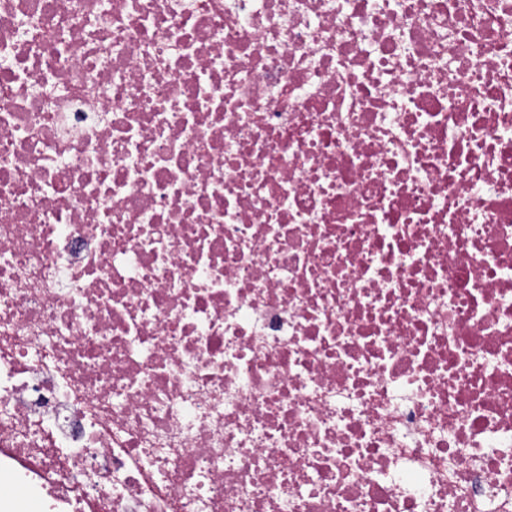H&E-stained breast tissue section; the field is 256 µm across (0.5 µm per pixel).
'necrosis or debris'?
<instances>
[{"label": "necrosis or debris", "instance_id": "obj_1", "mask_svg": "<svg viewBox=\"0 0 512 512\" xmlns=\"http://www.w3.org/2000/svg\"><path fill=\"white\" fill-rule=\"evenodd\" d=\"M2 474L512 512V0H0Z\"/></svg>", "mask_w": 512, "mask_h": 512}]
</instances>
